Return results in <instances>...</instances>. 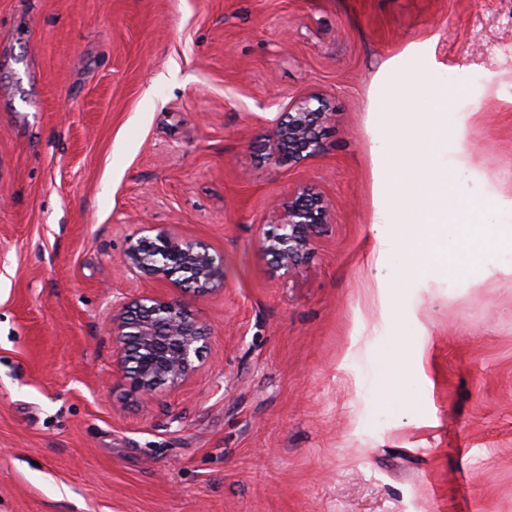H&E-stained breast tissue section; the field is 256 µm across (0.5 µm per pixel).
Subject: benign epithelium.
Listing matches in <instances>:
<instances>
[{"label": "benign epithelium", "instance_id": "1", "mask_svg": "<svg viewBox=\"0 0 512 512\" xmlns=\"http://www.w3.org/2000/svg\"><path fill=\"white\" fill-rule=\"evenodd\" d=\"M311 100L302 97L281 113L269 145L274 160L299 162L320 153L319 128L331 122L334 113L322 103L311 107ZM272 217L273 227L264 234L261 248L275 270L290 276L327 223L329 205L322 195L303 187L276 206ZM119 262L146 279L166 281L170 290L167 295L122 300L112 320L116 363L150 399L159 386L176 388L195 371L208 331L192 312L190 301L223 286V264L202 242L176 231L129 242Z\"/></svg>", "mask_w": 512, "mask_h": 512}]
</instances>
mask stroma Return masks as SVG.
<instances>
[{"mask_svg": "<svg viewBox=\"0 0 512 512\" xmlns=\"http://www.w3.org/2000/svg\"><path fill=\"white\" fill-rule=\"evenodd\" d=\"M448 67V163L512 198V0H0V512H512V275L380 296L371 112L395 58ZM335 117L275 162L296 99ZM331 209L299 272L273 203ZM217 255L195 373L118 369L114 259L145 227ZM411 320L403 333L394 304ZM422 352L414 400L370 367ZM399 349L400 362L390 366L384 362L372 364L376 402L382 407L394 406L410 397L407 352L400 346Z\"/></svg>", "mask_w": 512, "mask_h": 512, "instance_id": "1", "label": "stroma"}]
</instances>
